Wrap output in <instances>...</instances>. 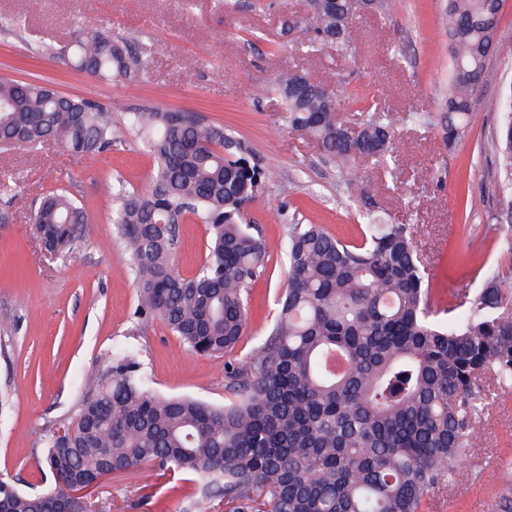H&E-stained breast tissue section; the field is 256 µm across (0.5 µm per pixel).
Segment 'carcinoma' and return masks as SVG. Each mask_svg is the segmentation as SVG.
Wrapping results in <instances>:
<instances>
[{"mask_svg": "<svg viewBox=\"0 0 512 512\" xmlns=\"http://www.w3.org/2000/svg\"><path fill=\"white\" fill-rule=\"evenodd\" d=\"M493 0H448L443 27L453 53L447 112L438 125L446 145L466 134L477 90L474 76L496 41L486 20ZM351 21L357 0L315 9L288 28L308 37ZM63 65L93 77L141 83L147 51L97 30L81 29L49 48ZM288 128L313 141L322 162L346 188L366 155L378 169L394 159L387 112L374 108L359 125L336 119L321 84L298 74L275 78ZM153 163L147 190L112 179V223L130 255L138 305L130 332L158 319L195 355L224 360L216 406L166 397L150 386L140 349L112 348L81 379L71 415L43 430L38 470L54 486L20 491L0 479V512H90L67 488L107 467H143L187 476L185 498H219L233 512H421L425 498L448 485L459 464L476 457L475 434L497 391L512 385V281L500 270L444 312L409 225L377 211L362 215L358 241L345 242L319 224H284L287 285L263 342L238 359L248 325L249 291L268 275L269 252L244 217L270 176L245 142L191 112H129ZM122 142L109 110L41 83L0 77V149L57 144L73 155H97ZM506 223L497 227L512 254V113L496 131ZM205 224L207 255L192 274L176 265L177 229L188 216ZM31 221L44 250L68 257L83 244L88 216L64 189L43 194Z\"/></svg>", "mask_w": 512, "mask_h": 512, "instance_id": "1", "label": "carcinoma"}]
</instances>
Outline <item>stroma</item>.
Returning <instances> with one entry per match:
<instances>
[{"instance_id":"1","label":"stroma","mask_w":512,"mask_h":512,"mask_svg":"<svg viewBox=\"0 0 512 512\" xmlns=\"http://www.w3.org/2000/svg\"><path fill=\"white\" fill-rule=\"evenodd\" d=\"M385 11L355 18L347 53L310 54L291 42L289 22L307 0H0V77L38 80L59 93L87 96L111 109L113 129L142 106L193 112L244 141L274 174L246 208L270 252V273L250 294V321L238 355L267 336L284 284V223L291 216L320 224L343 241L359 236L357 209L314 144L291 132L271 89L292 71L332 90L338 113L361 122L368 106L389 113L398 140L393 173L367 170L369 203L393 223L411 225L440 307L474 293L485 270L506 267L494 229L502 221L495 194L499 164L491 137L512 108V55L490 56L474 95L464 139L446 146L438 127L411 113L440 117L448 100L452 55L440 17L446 0H385ZM79 28L101 29L147 49L150 67L135 86L69 69L43 51ZM153 163L135 137L112 151L79 157L55 144L0 151V174L19 182L14 214L0 226V477L24 491L43 486L33 468L41 430L63 419L77 399L80 375L112 345L133 342L145 353L154 390L217 405L229 401L221 360L191 354L157 320L128 337L138 293L130 259L110 222L109 185L123 175L147 189ZM65 189L88 216L84 243L66 259L41 249L30 214L38 197ZM207 253L204 224L178 226L176 259L193 272ZM479 457L463 462L448 489L427 498L424 512H512V389L499 393L476 428ZM102 512H183L184 492L168 479L133 467L96 489Z\"/></svg>"}]
</instances>
